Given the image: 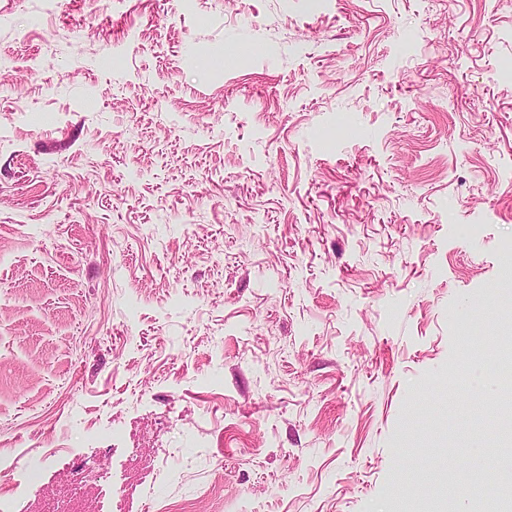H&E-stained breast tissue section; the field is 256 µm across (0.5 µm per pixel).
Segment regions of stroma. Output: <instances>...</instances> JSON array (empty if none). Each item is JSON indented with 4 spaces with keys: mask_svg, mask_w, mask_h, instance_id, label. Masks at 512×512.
I'll return each mask as SVG.
<instances>
[{
    "mask_svg": "<svg viewBox=\"0 0 512 512\" xmlns=\"http://www.w3.org/2000/svg\"><path fill=\"white\" fill-rule=\"evenodd\" d=\"M512 0H0L13 512H430L512 320Z\"/></svg>",
    "mask_w": 512,
    "mask_h": 512,
    "instance_id": "stroma-1",
    "label": "stroma"
}]
</instances>
